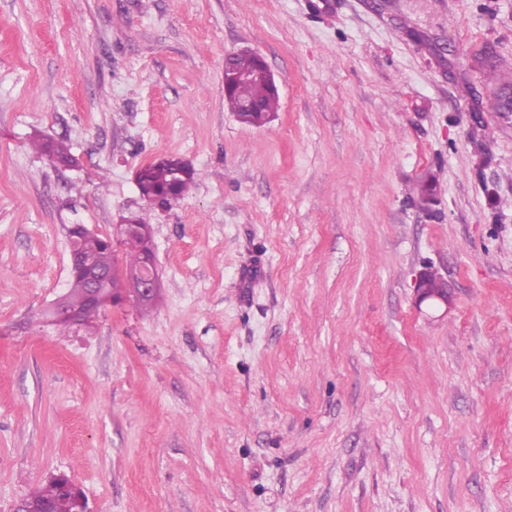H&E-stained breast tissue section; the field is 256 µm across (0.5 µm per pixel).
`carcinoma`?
Wrapping results in <instances>:
<instances>
[{
  "label": "carcinoma",
  "mask_w": 512,
  "mask_h": 512,
  "mask_svg": "<svg viewBox=\"0 0 512 512\" xmlns=\"http://www.w3.org/2000/svg\"><path fill=\"white\" fill-rule=\"evenodd\" d=\"M229 73L236 78L224 77V99L238 120L246 125L262 127L270 121L278 105V92L268 82L264 63L256 54L241 53L231 58ZM34 149L47 155L61 166H73L76 158L63 141H42ZM195 182L193 168H184L183 160L170 157L165 163H149L139 170L138 189L146 208L138 214L122 218L123 222L138 224L144 231L131 234L120 242L126 251V268L119 273L116 250L107 238L93 232L71 229L67 233L70 249L81 256L102 260L113 267L112 278L105 284L106 293L114 298L133 296L140 287L136 276L147 258L154 254L150 227V212L156 205H164L171 198L185 195ZM87 283L79 276L71 275L66 297L73 306L82 307V325L89 324L99 309L83 306ZM68 477H54L32 494L29 507L33 512H74L73 499L64 490Z\"/></svg>",
  "instance_id": "carcinoma-1"
}]
</instances>
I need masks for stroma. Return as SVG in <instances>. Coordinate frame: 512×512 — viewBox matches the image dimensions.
I'll return each mask as SVG.
<instances>
[{"label":"stroma","mask_w":512,"mask_h":512,"mask_svg":"<svg viewBox=\"0 0 512 512\" xmlns=\"http://www.w3.org/2000/svg\"><path fill=\"white\" fill-rule=\"evenodd\" d=\"M507 83L512 0H0V512L62 474L89 512H512ZM164 157L197 178L152 309L44 323L67 225L111 235ZM224 59V70L229 66L228 75L234 73L233 79L224 75V99L231 112L246 125L262 127L270 121L278 105V92L268 82L264 63L256 54L241 53ZM257 103V110H244L242 103ZM34 149L41 154L47 155L50 160L61 166H73L76 164V158L71 153L70 147L64 141L43 140L34 144Z\"/></svg>","instance_id":"1"}]
</instances>
